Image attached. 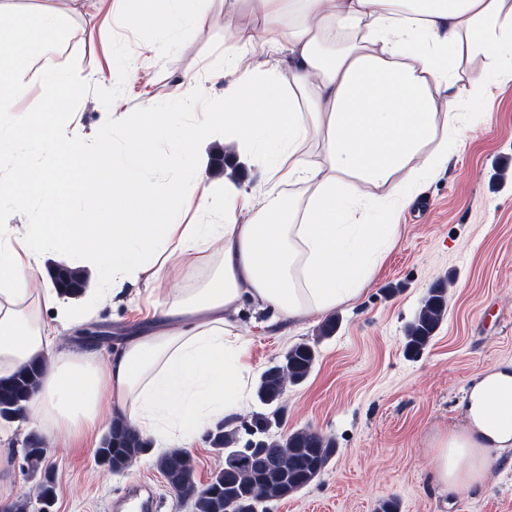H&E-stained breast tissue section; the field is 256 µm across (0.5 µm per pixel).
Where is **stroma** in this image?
Listing matches in <instances>:
<instances>
[{
  "label": "stroma",
  "mask_w": 512,
  "mask_h": 512,
  "mask_svg": "<svg viewBox=\"0 0 512 512\" xmlns=\"http://www.w3.org/2000/svg\"><path fill=\"white\" fill-rule=\"evenodd\" d=\"M48 6L65 15V36L56 51L61 70L102 69L107 42L139 64L135 80L97 83L70 104L72 128L90 145L111 132L113 113L138 111L146 100L167 111L185 76L197 80V111L211 110L224 85L205 73L223 67L225 39L249 21L243 5L229 14L216 11L209 28L189 34L177 52L157 56L144 48L149 33L102 31L99 17L69 0H12L13 13L32 20ZM456 125L460 145L400 213L397 241L374 283L356 301L336 307L340 324L332 336L320 335L322 315L270 327L252 308L240 315L249 371L239 419L258 409L255 390L262 372L289 347L313 341L316 364L306 381L288 386L281 432L310 429L336 444L313 483L266 503L265 512H378L390 498L399 512H512V451L500 457L481 489L451 497L430 480L433 441L463 425L461 404L472 377L512 363V73H500L485 95L464 96ZM439 284L447 294L444 321L423 354L407 358L405 328L428 289ZM157 294L145 274L125 295L91 300L83 324H57L47 360L65 350L107 358L116 339L85 341L84 326L131 325ZM113 420L111 411H103L98 431L83 437L48 434L31 408L23 419L0 423V457L7 460L0 470V512H13L36 485L18 452L31 435L45 448V464L54 474L51 512H111V503L132 484L158 501L157 512H193L151 456L134 460L120 474L98 464L96 450Z\"/></svg>",
  "instance_id": "obj_1"
}]
</instances>
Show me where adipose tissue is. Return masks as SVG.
<instances>
[{
	"mask_svg": "<svg viewBox=\"0 0 512 512\" xmlns=\"http://www.w3.org/2000/svg\"><path fill=\"white\" fill-rule=\"evenodd\" d=\"M242 1L251 22L224 44L228 85L214 109L195 111L189 79L169 111L121 113L119 139L92 149L52 109L90 82L56 62L62 16L47 10L0 30V198L41 209L25 228L0 222V377L43 355L53 337L21 305L46 260L83 264L115 288L146 271L166 282L173 255L218 250L197 287L156 300L107 360L56 357L31 399L49 429L95 432L106 406L143 436L183 447L233 421L248 369L243 308L273 326L355 301L397 239L398 214L447 164L465 89L512 71V0H77L103 25L154 33L158 54L209 26L214 6L229 13ZM268 48L287 49L286 71L239 66L243 53ZM25 52L39 65L20 66ZM473 58L486 67L460 87ZM32 85L43 110L14 111ZM219 133L259 163L251 192L230 181L198 189L189 160ZM169 166L182 175L164 190L146 181ZM86 199L107 207V223L60 208ZM243 211L253 217L241 224ZM213 214L223 223H208ZM463 415L433 448L431 480L452 496L483 487L512 450V364L474 378Z\"/></svg>",
	"mask_w": 512,
	"mask_h": 512,
	"instance_id": "adipose-tissue-1",
	"label": "adipose tissue"
}]
</instances>
